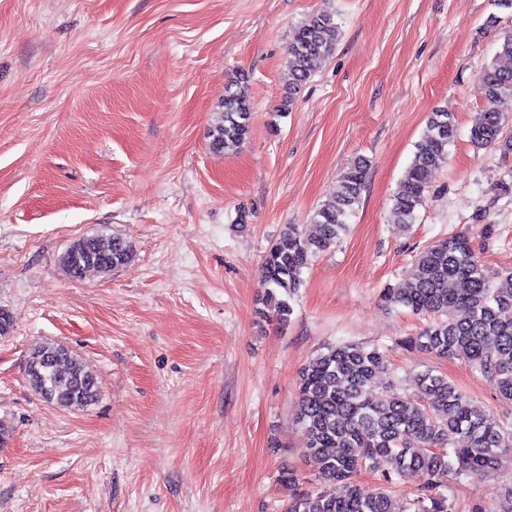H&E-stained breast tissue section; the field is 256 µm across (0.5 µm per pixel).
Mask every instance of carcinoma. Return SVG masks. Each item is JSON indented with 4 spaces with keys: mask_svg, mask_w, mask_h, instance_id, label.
I'll list each match as a JSON object with an SVG mask.
<instances>
[{
    "mask_svg": "<svg viewBox=\"0 0 512 512\" xmlns=\"http://www.w3.org/2000/svg\"><path fill=\"white\" fill-rule=\"evenodd\" d=\"M340 31L335 15L321 11L295 32L285 65L288 84L300 87L336 48ZM481 112L470 140L479 148L512 152L504 136L512 115V66L496 62L479 74ZM252 112L245 78L224 90L220 116L210 130L209 147L221 153L250 135ZM457 136L454 115L431 112L414 157L393 195V209L403 231L414 223L428 192V174L448 161V146ZM369 171L356 159L336 182L333 199L313 215L319 228L306 234L290 224L267 252L261 268V313L282 323L293 312L290 300L301 286L311 260L328 251L348 230L346 218L358 205ZM132 245L118 236L82 238L63 256L65 270L81 279L125 264ZM386 299L431 319L407 343L440 358H464L489 378L497 393L512 400V268L491 271L476 256L469 235L456 232L440 238L418 255L400 288L387 289ZM458 311L466 312L459 319ZM385 356L374 347L338 342L310 357L301 372L295 420L302 427L305 452L317 458L324 478L343 483L345 493L322 490L293 493L285 512H449L448 497L433 483L403 504L381 487L361 484L363 469L394 476L422 472L433 478L456 472L484 476L512 460V430L452 382L430 371L417 377L414 397L390 392L378 400L371 394L383 382ZM30 388L60 408L84 407L99 397V386L81 359L68 348L44 343L34 348L26 367Z\"/></svg>",
    "mask_w": 512,
    "mask_h": 512,
    "instance_id": "cac0c4a2",
    "label": "carcinoma"
}]
</instances>
